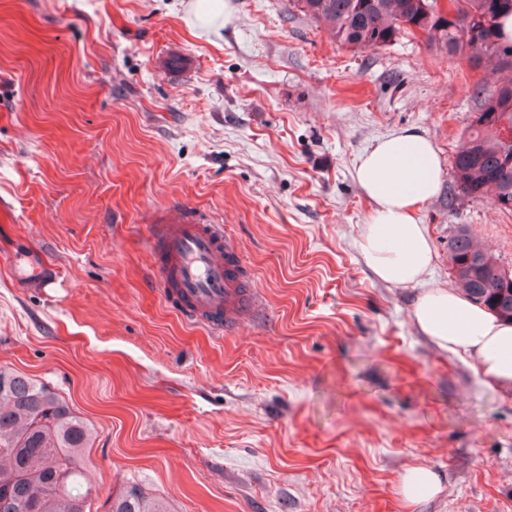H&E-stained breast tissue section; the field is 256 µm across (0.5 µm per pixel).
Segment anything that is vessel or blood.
Returning a JSON list of instances; mask_svg holds the SVG:
<instances>
[{
	"label": "vessel or blood",
	"instance_id": "b4317fda",
	"mask_svg": "<svg viewBox=\"0 0 512 512\" xmlns=\"http://www.w3.org/2000/svg\"><path fill=\"white\" fill-rule=\"evenodd\" d=\"M153 222L148 241L157 283L184 320L230 335L253 317L259 295L223 225L178 204L157 212ZM13 268L19 282L38 287L54 273L30 246L14 257Z\"/></svg>",
	"mask_w": 512,
	"mask_h": 512
}]
</instances>
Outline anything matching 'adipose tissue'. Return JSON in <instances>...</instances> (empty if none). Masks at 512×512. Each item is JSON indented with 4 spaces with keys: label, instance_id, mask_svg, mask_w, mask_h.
Here are the masks:
<instances>
[{
    "label": "adipose tissue",
    "instance_id": "1",
    "mask_svg": "<svg viewBox=\"0 0 512 512\" xmlns=\"http://www.w3.org/2000/svg\"><path fill=\"white\" fill-rule=\"evenodd\" d=\"M442 164L425 135L401 131L364 152L356 167L359 186L373 203L359 250L373 274L395 288L420 287L411 319L437 348L470 358L488 383L512 389V324L464 293L429 283L435 253L425 225L415 216L441 188ZM407 505L436 497L438 474L425 466L401 476Z\"/></svg>",
    "mask_w": 512,
    "mask_h": 512
}]
</instances>
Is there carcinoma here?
Wrapping results in <instances>:
<instances>
[{
	"mask_svg": "<svg viewBox=\"0 0 512 512\" xmlns=\"http://www.w3.org/2000/svg\"><path fill=\"white\" fill-rule=\"evenodd\" d=\"M439 0H288L297 11L326 22L340 46L359 53L387 47L416 31L428 46L469 62H496L499 95L473 88L476 111L464 146L452 162L455 195L478 201L486 191L498 203L512 201V142L502 139L500 122L512 121V59L502 50L512 37L501 20L512 8L498 0H448L446 15L434 9ZM448 256L456 284L473 301L512 322L509 274L498 257L473 243L466 226L448 238ZM93 429L45 384L0 367V512H91L95 487L87 474L86 450ZM104 512H169L166 501L130 482L103 504Z\"/></svg>",
	"mask_w": 512,
	"mask_h": 512,
	"instance_id": "carcinoma-1",
	"label": "carcinoma"
}]
</instances>
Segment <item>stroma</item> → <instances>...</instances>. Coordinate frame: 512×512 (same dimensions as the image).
Masks as SVG:
<instances>
[{
	"label": "stroma",
	"instance_id": "obj_1",
	"mask_svg": "<svg viewBox=\"0 0 512 512\" xmlns=\"http://www.w3.org/2000/svg\"><path fill=\"white\" fill-rule=\"evenodd\" d=\"M172 52L190 68L160 70ZM497 79L417 36L350 51L288 0H0V366L93 428L96 503L135 481L171 512H512V396L365 265L355 178L382 136L427 135L433 282L462 224L512 267V211L448 190ZM170 203L224 225L264 296L233 335L160 294L146 226ZM26 244L47 287L12 274ZM412 465L443 490L409 507Z\"/></svg>",
	"mask_w": 512,
	"mask_h": 512
}]
</instances>
